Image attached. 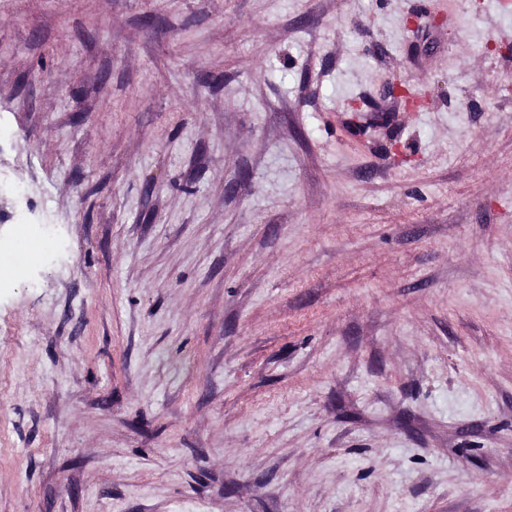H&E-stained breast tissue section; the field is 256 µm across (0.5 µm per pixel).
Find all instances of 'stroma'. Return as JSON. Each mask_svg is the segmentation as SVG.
<instances>
[{"label": "stroma", "mask_w": 512, "mask_h": 512, "mask_svg": "<svg viewBox=\"0 0 512 512\" xmlns=\"http://www.w3.org/2000/svg\"><path fill=\"white\" fill-rule=\"evenodd\" d=\"M0 175V512H512V0H0Z\"/></svg>", "instance_id": "obj_1"}]
</instances>
